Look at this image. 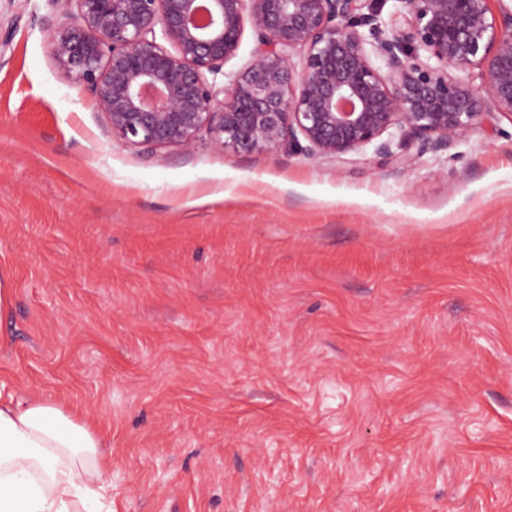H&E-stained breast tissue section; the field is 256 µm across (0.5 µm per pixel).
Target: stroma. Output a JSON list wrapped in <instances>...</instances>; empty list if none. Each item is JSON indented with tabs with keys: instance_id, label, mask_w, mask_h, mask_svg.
<instances>
[{
	"instance_id": "35a3bbf8",
	"label": "stroma",
	"mask_w": 512,
	"mask_h": 512,
	"mask_svg": "<svg viewBox=\"0 0 512 512\" xmlns=\"http://www.w3.org/2000/svg\"><path fill=\"white\" fill-rule=\"evenodd\" d=\"M0 51V394L112 512H512V117L396 168L113 140L52 0Z\"/></svg>"
}]
</instances>
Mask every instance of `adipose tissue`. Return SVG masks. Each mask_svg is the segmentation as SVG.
<instances>
[{
	"mask_svg": "<svg viewBox=\"0 0 512 512\" xmlns=\"http://www.w3.org/2000/svg\"><path fill=\"white\" fill-rule=\"evenodd\" d=\"M103 446L61 403L0 399V512H112Z\"/></svg>",
	"mask_w": 512,
	"mask_h": 512,
	"instance_id": "adipose-tissue-1",
	"label": "adipose tissue"
}]
</instances>
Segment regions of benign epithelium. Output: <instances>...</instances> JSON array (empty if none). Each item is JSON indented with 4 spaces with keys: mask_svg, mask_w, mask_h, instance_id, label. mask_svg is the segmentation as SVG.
Wrapping results in <instances>:
<instances>
[{
    "mask_svg": "<svg viewBox=\"0 0 512 512\" xmlns=\"http://www.w3.org/2000/svg\"><path fill=\"white\" fill-rule=\"evenodd\" d=\"M52 2L58 68L126 147L190 151L207 135L310 159L371 148L405 168L413 146L443 149L493 110L512 116V6L496 17L487 0H396L384 20L377 0ZM247 24L253 59L226 73ZM471 68L476 88L451 74Z\"/></svg>",
    "mask_w": 512,
    "mask_h": 512,
    "instance_id": "7a95c632",
    "label": "benign epithelium"
}]
</instances>
